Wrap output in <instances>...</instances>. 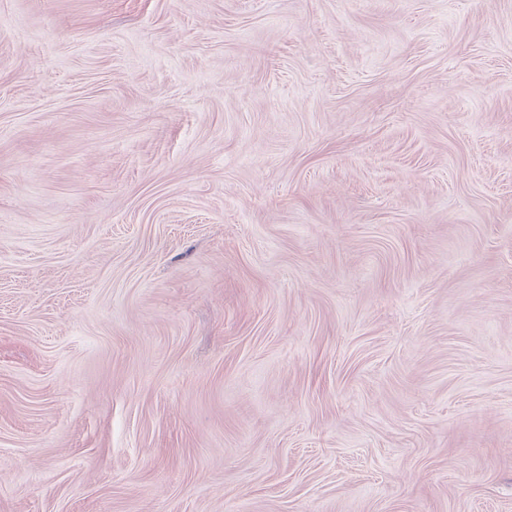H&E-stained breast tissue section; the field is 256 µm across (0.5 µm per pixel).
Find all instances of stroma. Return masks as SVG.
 I'll use <instances>...</instances> for the list:
<instances>
[{
  "instance_id": "1",
  "label": "stroma",
  "mask_w": 512,
  "mask_h": 512,
  "mask_svg": "<svg viewBox=\"0 0 512 512\" xmlns=\"http://www.w3.org/2000/svg\"><path fill=\"white\" fill-rule=\"evenodd\" d=\"M0 512H512V0H0Z\"/></svg>"
}]
</instances>
